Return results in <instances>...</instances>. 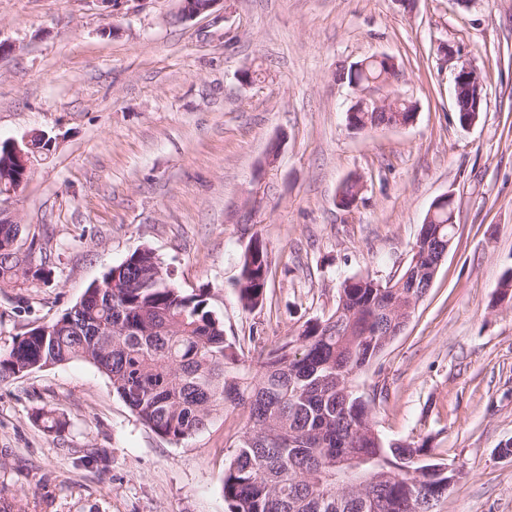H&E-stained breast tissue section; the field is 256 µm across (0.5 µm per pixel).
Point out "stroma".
<instances>
[{
    "label": "stroma",
    "instance_id": "35a3bbf8",
    "mask_svg": "<svg viewBox=\"0 0 512 512\" xmlns=\"http://www.w3.org/2000/svg\"><path fill=\"white\" fill-rule=\"evenodd\" d=\"M0 141L40 131L55 149L0 207L38 234L53 281L0 290V348L48 322L134 250L176 285L208 292L246 363L307 319L340 283L401 273L435 198L455 200V239L404 330L358 374L389 439L427 440L460 470L434 512H512V0H226L184 21L177 0L113 16L100 0H0ZM454 47L447 58L441 45ZM394 57L410 126L357 134L340 78ZM468 63L482 110L461 126L451 94ZM250 80H242V72ZM279 155L268 162L271 144ZM364 190L338 204L342 182ZM262 242L269 280L244 308L236 282ZM40 407L69 426H36ZM242 410L178 443L158 437L94 365L73 360L0 383V498L11 512H225L222 483Z\"/></svg>",
    "mask_w": 512,
    "mask_h": 512
}]
</instances>
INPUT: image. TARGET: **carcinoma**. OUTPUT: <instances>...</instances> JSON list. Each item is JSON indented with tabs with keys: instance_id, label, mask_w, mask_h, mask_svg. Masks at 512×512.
<instances>
[{
	"instance_id": "1",
	"label": "carcinoma",
	"mask_w": 512,
	"mask_h": 512,
	"mask_svg": "<svg viewBox=\"0 0 512 512\" xmlns=\"http://www.w3.org/2000/svg\"><path fill=\"white\" fill-rule=\"evenodd\" d=\"M376 61L346 73L376 81ZM13 150L0 141V193L20 186ZM19 224L0 220V289L48 283L53 269L31 260L39 238L21 250ZM454 235L448 215L421 225V249L436 253ZM269 264L266 248L245 253L238 296L243 307L263 303ZM400 288L380 292V280L356 274L342 281L335 309L301 325L272 350L257 371L240 363L224 336V322L209 309L205 293L186 294L152 249L135 250L91 284L81 300L54 320L30 328L0 351V383L72 359L103 372L112 389L156 435L177 443L206 430L217 412L247 411L242 435L224 470L228 512H408L413 481L432 496L428 512L448 491V474L417 478L412 458L427 441L394 446L374 420L371 401L340 369L369 367L389 343L387 332L425 276L406 266ZM135 282L137 287L125 284ZM34 423L48 432L67 422L41 408Z\"/></svg>"
}]
</instances>
